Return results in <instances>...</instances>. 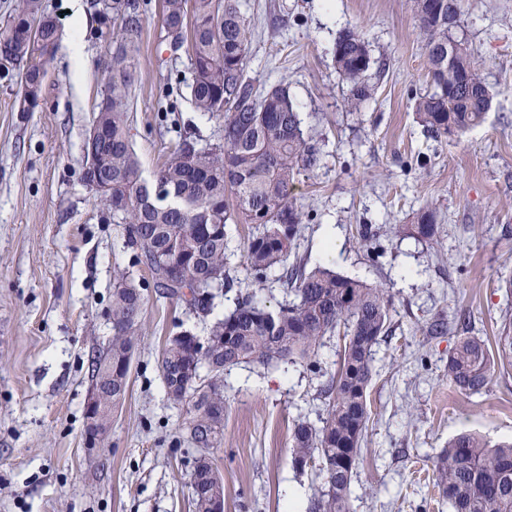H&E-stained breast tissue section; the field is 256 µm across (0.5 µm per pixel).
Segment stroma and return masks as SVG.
Returning a JSON list of instances; mask_svg holds the SVG:
<instances>
[{"mask_svg":"<svg viewBox=\"0 0 512 512\" xmlns=\"http://www.w3.org/2000/svg\"><path fill=\"white\" fill-rule=\"evenodd\" d=\"M140 18L130 89L131 136L153 180L180 136L215 143L222 121L198 112L188 52H171L162 0H131ZM59 28L39 107L18 111L22 71L0 63V512H193L195 452L183 411L166 395L159 357L183 330L206 337L239 289L197 315L161 299L134 264L123 229L83 180L85 139L108 92L104 63L122 18L102 0H43ZM253 27L246 77L256 93L282 85L323 154L294 194L305 218L292 259L387 288L391 332L374 348L371 418L350 486L351 512H451L433 462L453 437L512 440V365L493 363L479 394L456 390L448 356L459 332H424L460 314L495 346L512 323V0H465L462 26L493 99L465 134L428 138L414 111L428 88L425 40L411 0H244ZM369 43L372 99L349 111L337 71L340 32ZM83 48L75 74L71 44ZM437 243L397 236L424 208ZM373 236L362 240L360 225ZM330 253L315 249L324 234ZM126 274L146 298L129 388L100 447L83 441L91 360L112 341V287ZM343 336L324 337L314 364L247 362L224 374V431L212 458L224 512H301L321 487L318 468L294 469L295 421L319 423L321 384L337 371Z\"/></svg>","mask_w":512,"mask_h":512,"instance_id":"stroma-1","label":"stroma"}]
</instances>
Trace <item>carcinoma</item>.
Here are the masks:
<instances>
[{"label":"carcinoma","mask_w":512,"mask_h":512,"mask_svg":"<svg viewBox=\"0 0 512 512\" xmlns=\"http://www.w3.org/2000/svg\"><path fill=\"white\" fill-rule=\"evenodd\" d=\"M426 41L429 89L415 99L424 132L433 139L460 136L484 121L492 93L474 65L465 41L453 35L461 22L462 0H412ZM162 25L176 34L173 50L190 39L189 86L195 108L224 120L222 142L200 146L179 140L151 182L143 179L130 138L129 94L138 66L134 34L138 19L128 13L117 47L107 63L109 91L95 119L107 140L99 160L112 194L97 198L123 225L126 246L144 266L159 296L182 303L193 294L191 312L208 314L221 290L235 279L227 269L230 224H253L244 243L252 284L284 267L287 299L271 310L247 294L216 320L208 333L206 356H197L195 334L182 331L167 341L159 367L168 399L185 409L183 428L197 448L192 475L195 512H211L224 484L210 449L224 429V382L207 380L201 369L222 373L242 362L269 365L312 357L323 336L344 330L339 370L324 394L328 410L321 425L294 424L292 463L318 461L324 488L307 512H351L349 488L357 469L360 442L370 420L367 390L373 377V347L389 334L392 299L381 287L341 276L329 268L288 263L303 221L293 196L298 177L315 169L320 152L304 135L288 89L276 86L257 98L246 78L252 30L242 0H163ZM13 34V55L25 66L18 111L39 104L46 63L60 34L42 0H18L0 34ZM336 68L349 82L351 111L371 98L366 77L372 66L369 44L358 32L340 33ZM410 234L436 240L435 214L426 210ZM144 295L125 275L112 288V407L125 400L131 351ZM499 360L512 364V330L498 337ZM491 354L477 336H461L448 356V380L475 394L490 381ZM434 474L439 494L453 512H512V443L494 447L475 433H463L438 455Z\"/></svg>","instance_id":"cac0c4a2"}]
</instances>
